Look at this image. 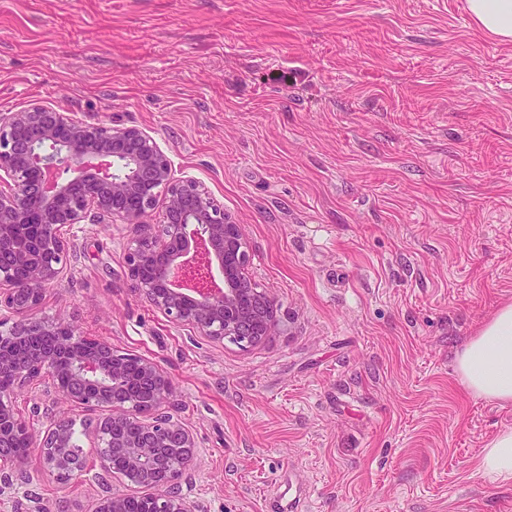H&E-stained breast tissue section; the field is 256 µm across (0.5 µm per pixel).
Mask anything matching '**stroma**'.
<instances>
[{
	"mask_svg": "<svg viewBox=\"0 0 512 512\" xmlns=\"http://www.w3.org/2000/svg\"><path fill=\"white\" fill-rule=\"evenodd\" d=\"M135 126L241 224L281 327L243 350L126 274L128 225L77 224L41 316L145 357L193 432V512H512L476 471L512 403L455 354L512 301V45L466 0H0V113ZM0 512H94L30 452Z\"/></svg>",
	"mask_w": 512,
	"mask_h": 512,
	"instance_id": "35a3bbf8",
	"label": "stroma"
}]
</instances>
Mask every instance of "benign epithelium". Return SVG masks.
Masks as SVG:
<instances>
[{"label":"benign epithelium","mask_w":512,"mask_h":512,"mask_svg":"<svg viewBox=\"0 0 512 512\" xmlns=\"http://www.w3.org/2000/svg\"><path fill=\"white\" fill-rule=\"evenodd\" d=\"M116 164L123 173L112 172ZM160 195L159 223H141ZM116 219L137 228L128 278L171 322L243 349L278 330L274 300L249 275L241 225L200 182L174 178L152 136L136 126L83 123L42 103L1 112L0 309L15 321L0 330V483L26 474V455L14 448L19 437L38 449L50 475L68 482L83 472L73 418L49 407V424L37 432L14 406L18 388L41 381L56 401L106 411L82 422L101 448L98 484L117 475L150 490L145 512H192L180 484L196 444L170 412L169 375L70 321L37 314L71 262L66 228ZM95 512H131L129 499L108 491Z\"/></svg>","instance_id":"1"}]
</instances>
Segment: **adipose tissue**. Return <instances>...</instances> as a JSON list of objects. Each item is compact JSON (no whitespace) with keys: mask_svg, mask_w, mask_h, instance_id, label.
Wrapping results in <instances>:
<instances>
[{"mask_svg":"<svg viewBox=\"0 0 512 512\" xmlns=\"http://www.w3.org/2000/svg\"><path fill=\"white\" fill-rule=\"evenodd\" d=\"M467 11L478 30L512 44V0H467ZM455 365L468 394L512 403V302L502 303L470 337ZM477 468L491 480L512 481V430L497 433L485 444Z\"/></svg>","mask_w":512,"mask_h":512,"instance_id":"ef3b65f1","label":"adipose tissue"}]
</instances>
